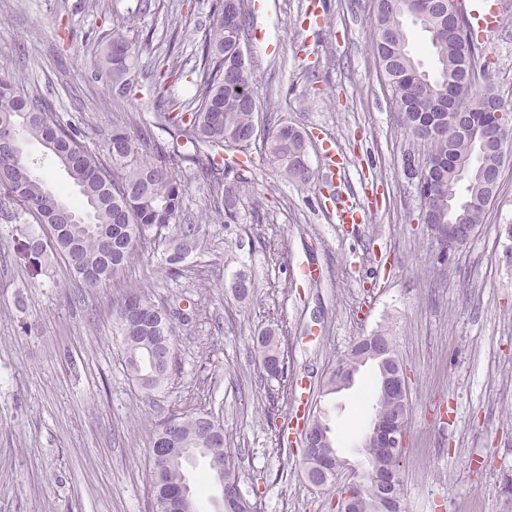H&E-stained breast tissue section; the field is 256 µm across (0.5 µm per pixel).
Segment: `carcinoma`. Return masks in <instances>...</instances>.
I'll return each instance as SVG.
<instances>
[{
    "label": "carcinoma",
    "mask_w": 512,
    "mask_h": 512,
    "mask_svg": "<svg viewBox=\"0 0 512 512\" xmlns=\"http://www.w3.org/2000/svg\"><path fill=\"white\" fill-rule=\"evenodd\" d=\"M418 0H377L370 21L372 46L392 102L402 112L407 134L423 147L424 160L437 164L434 174L438 190L435 208L445 222L464 216V222L483 223L487 208L473 204L488 194L481 171L489 158L478 147V137L501 134L505 146H512V129L503 133L494 128L479 132L460 131L453 116L441 112L428 122L429 113L437 110L445 86L469 77L478 43L464 25L466 41H461L448 22L430 37L429 50L437 62L432 74L409 49L405 18ZM231 0H211L209 24L204 28L196 52L189 58L191 72L197 74L194 94L184 102L165 94L167 80L175 68L154 75L156 127L168 138L157 137L138 125L115 128L105 140L104 150L112 160L108 169L98 155L84 145L85 135L52 112L45 98L21 94L16 87L0 81V187L8 191L23 211L25 222L15 228L29 244L38 268L49 266L51 258H63L72 273L88 288H97L121 278L135 257L156 250L166 243L165 263L168 273L179 277L187 270L185 260L197 249L205 225L187 218L177 223L182 211L186 184L178 177L186 162L196 167L195 175L220 195L224 223H236L239 206L250 191L251 180L243 173L244 163L233 156L235 145L243 143L253 129L259 131L264 152L278 166L284 177L298 186L315 180L309 162L306 134L286 124L259 129L255 92L248 63L235 56V41L250 32V12L240 10L235 24L226 14ZM153 34L126 38L116 33L106 44L102 56L94 62L95 75L112 82V91L120 97L131 92L136 64L144 43ZM470 108L476 112L500 109L512 113L491 89L472 95ZM47 142L45 148L63 167L72 187L80 196V205L71 204L60 191L53 190L34 168L28 157L29 143ZM187 321V310L168 305L160 308L150 302L140 288H131L116 309L128 376L151 393L162 388L170 370L151 374L150 351L174 347L173 320ZM261 363L273 379H287L284 351L275 330H264L257 339ZM353 368L348 354L326 372L322 388L336 392V383ZM376 400L372 413L400 417L408 413L383 395L382 376H377ZM214 416L199 412L170 415L160 422L152 441L166 435L170 445L183 449L182 456L152 458L151 498L161 503L172 493L188 492V505H195L194 492L186 465L201 456L209 461V480L224 485L231 496L224 500V512H258L243 494L238 480V453L224 447V438L204 441L201 418ZM337 451L329 439L320 448L304 454L306 475L314 480L336 478ZM367 467L391 470L399 477L401 456L384 455L376 449L366 452ZM336 508L349 507L353 512H402L400 494L389 502L375 485L361 479L346 490Z\"/></svg>",
    "instance_id": "1"
}]
</instances>
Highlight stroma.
Instances as JSON below:
<instances>
[{
    "instance_id": "1",
    "label": "stroma",
    "mask_w": 512,
    "mask_h": 512,
    "mask_svg": "<svg viewBox=\"0 0 512 512\" xmlns=\"http://www.w3.org/2000/svg\"><path fill=\"white\" fill-rule=\"evenodd\" d=\"M248 43L265 122L310 132L309 160L330 188L297 187L248 153L254 183L237 223H225L191 168L183 215L206 227L190 272L170 277L160 254L133 261L123 278L86 287L62 261L32 275L17 257L20 209L0 190V512H152L150 441L172 413L208 410L239 451L240 485L259 512H332L342 488L311 484L287 429L300 405L260 367L256 337L279 325L288 375L321 384L363 336L383 330L408 374L407 449L400 463L405 512H512V160L471 240L447 262L419 224L404 155L413 148L384 89L371 45L372 0H264ZM210 0H0V79L45 97L100 152L127 119L152 123L153 70L190 57ZM178 28V54L168 28ZM152 33L138 61L137 94L117 98L92 64L113 33ZM488 69L476 91L512 105V0L482 45ZM340 191L362 208L339 223L325 205ZM320 271L315 281L299 274ZM252 284L243 299L238 278ZM150 300L193 305L174 322V361L149 394L122 365L115 306L127 288ZM374 369L318 397L339 456L363 468Z\"/></svg>"
}]
</instances>
